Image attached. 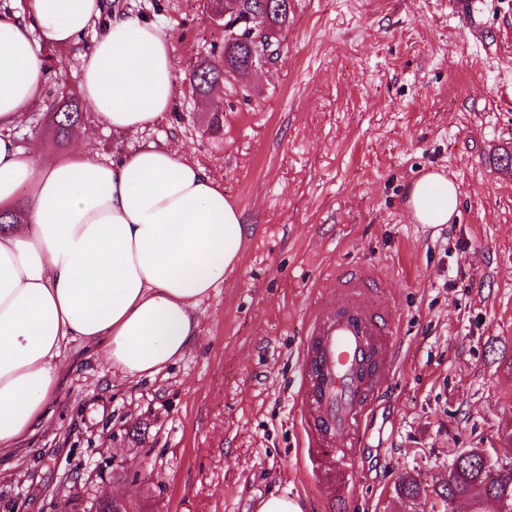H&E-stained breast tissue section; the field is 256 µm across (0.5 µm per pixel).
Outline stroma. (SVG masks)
<instances>
[{
	"label": "stroma",
	"instance_id": "stroma-1",
	"mask_svg": "<svg viewBox=\"0 0 512 512\" xmlns=\"http://www.w3.org/2000/svg\"><path fill=\"white\" fill-rule=\"evenodd\" d=\"M109 5L171 36V112L132 135L90 111L89 139L57 143L50 108L79 92L77 45L19 141L46 159L180 146L241 210L245 246L201 302L197 339L155 378L125 381L66 347L49 422L0 461V512H53L64 476L81 501L128 512H256L272 494L304 512H410L404 476L444 483L473 448L512 458V0H291L277 58L225 81L217 134L184 79L224 43L203 0ZM430 170L460 192L433 227L405 204ZM361 267L386 278L373 303L399 334L342 496L305 455L299 348L336 301L323 280Z\"/></svg>",
	"mask_w": 512,
	"mask_h": 512
}]
</instances>
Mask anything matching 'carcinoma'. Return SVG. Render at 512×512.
Segmentation results:
<instances>
[{
  "instance_id": "cac0c4a2",
  "label": "carcinoma",
  "mask_w": 512,
  "mask_h": 512,
  "mask_svg": "<svg viewBox=\"0 0 512 512\" xmlns=\"http://www.w3.org/2000/svg\"><path fill=\"white\" fill-rule=\"evenodd\" d=\"M248 69V49L242 45H225L213 50L210 60L191 69L186 74V80L200 94L206 95L214 82L224 80V73L244 77L248 75ZM83 118L84 112L76 97L70 96L57 103L52 113L56 138L61 141L69 139L72 130ZM204 119L211 132H219L224 120L223 103L219 100L214 102ZM397 492L407 500L414 501L420 497L421 488L416 480L406 478L399 484ZM431 493L448 499H466L473 506V512H481L486 500L504 495L512 497V468L491 478L483 471L478 456L465 452L453 461L448 471V482L431 486Z\"/></svg>"
}]
</instances>
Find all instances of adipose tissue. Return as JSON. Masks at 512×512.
Instances as JSON below:
<instances>
[{
	"instance_id": "obj_1",
	"label": "adipose tissue",
	"mask_w": 512,
	"mask_h": 512,
	"mask_svg": "<svg viewBox=\"0 0 512 512\" xmlns=\"http://www.w3.org/2000/svg\"><path fill=\"white\" fill-rule=\"evenodd\" d=\"M81 94L101 123L138 133L172 108L171 38L105 0H25L0 10V456L47 422L65 345L92 348L128 381L151 379L199 334L198 304L238 265L242 215L224 187L176 150L148 144L114 160H56L15 129L43 92L40 47H69L90 27ZM459 189L428 172L406 206L416 223H448Z\"/></svg>"
}]
</instances>
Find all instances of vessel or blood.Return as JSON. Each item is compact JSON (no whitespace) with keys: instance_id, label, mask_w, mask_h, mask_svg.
Here are the masks:
<instances>
[{"instance_id":"b4317fda","label":"vessel or blood","mask_w":512,"mask_h":512,"mask_svg":"<svg viewBox=\"0 0 512 512\" xmlns=\"http://www.w3.org/2000/svg\"><path fill=\"white\" fill-rule=\"evenodd\" d=\"M383 285L382 277L365 269L336 279L335 306L317 311L309 322L299 409L313 468L322 466L319 448L331 445L335 466L345 464L351 454L347 444L361 430L391 369L388 349L395 330L369 300L370 290Z\"/></svg>"}]
</instances>
